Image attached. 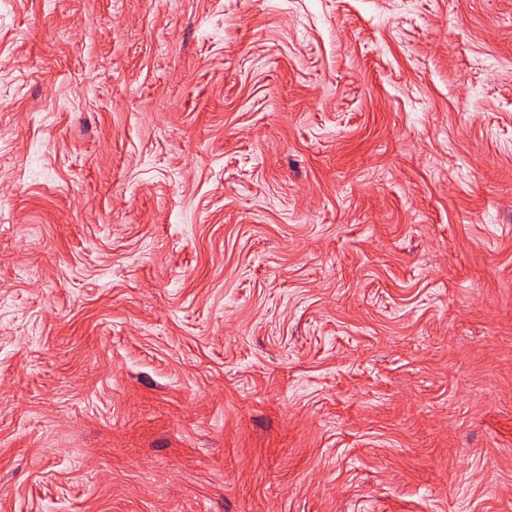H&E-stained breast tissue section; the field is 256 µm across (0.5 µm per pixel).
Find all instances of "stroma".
<instances>
[{
    "label": "stroma",
    "instance_id": "obj_1",
    "mask_svg": "<svg viewBox=\"0 0 512 512\" xmlns=\"http://www.w3.org/2000/svg\"><path fill=\"white\" fill-rule=\"evenodd\" d=\"M0 512H512V0H0Z\"/></svg>",
    "mask_w": 512,
    "mask_h": 512
}]
</instances>
